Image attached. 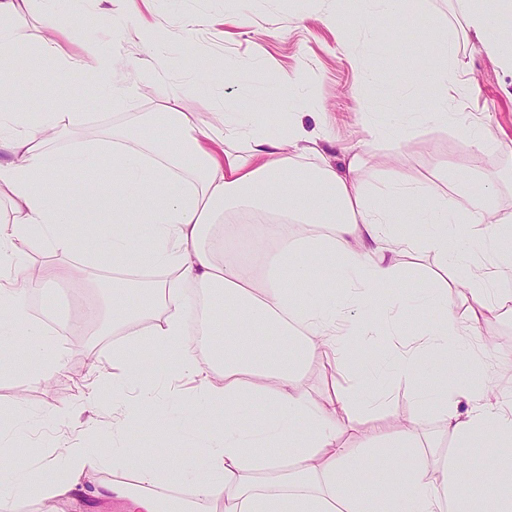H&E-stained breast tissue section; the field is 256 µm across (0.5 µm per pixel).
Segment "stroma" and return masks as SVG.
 <instances>
[{"mask_svg": "<svg viewBox=\"0 0 512 512\" xmlns=\"http://www.w3.org/2000/svg\"><path fill=\"white\" fill-rule=\"evenodd\" d=\"M52 7L77 42H94L100 54L117 57L110 92L101 91L89 72L68 70L52 60L35 77L21 69L13 72L12 79L22 87L25 106L32 114H80L76 126L58 131L52 146L59 150L104 139L111 126L126 125L134 112H217L227 97L244 107L260 104L265 112H279L274 90L285 71L302 74L316 101L314 109L301 116L306 128L324 126L334 141L355 140L363 135L361 115L382 126L392 122L395 113L424 108L435 98L437 86L430 70L436 65V26L453 19L449 0H427L412 19L389 15L377 21V51L360 41L347 53L335 29L352 25V16H339L335 27H328L307 17L308 0H152L145 15L164 31V45L157 52L152 44L134 38L114 42L100 0H82L78 6L71 0H53ZM188 15L198 20L189 30L182 26ZM151 52L157 53L167 72L163 83H148L140 77L141 61ZM413 53L425 57L428 68L423 73L409 68L407 58ZM460 60L464 76L456 97L467 119L481 121L497 139L512 145V100L505 95L512 90V73L466 42L460 47ZM228 61L237 67V80L232 84L224 80ZM366 150L365 177L369 180L391 168L426 174L435 164L444 163L449 175L457 178L502 182L499 154L474 149L452 124H421L398 150L386 139L369 143ZM29 292L31 302L56 317L55 341L65 352V366L46 381L40 379L34 362L27 363L25 375L0 379V425L25 411L31 432L20 442L45 455L65 434L89 445L100 444L106 452L117 445L137 455L140 446L134 441L133 429H125L120 439L112 437L111 402H103L92 412L82 408L91 391L92 370L112 371V353L126 342L125 337L93 329L80 335L69 330L67 322L80 303L94 296L91 283L79 288L68 283L54 288L35 285ZM472 338L475 347L459 357L453 380L471 379V365L482 363L483 382L500 389L503 400L512 401V387L499 376L501 361L512 358V313L488 310ZM173 378L166 370L154 372L158 415L151 442L155 445L165 439L176 418L201 407L195 397L169 391ZM48 405L70 407L71 422L61 425L45 420L43 411ZM411 421L435 437L443 429L431 410L415 411L413 388L403 384L394 388L385 410L365 417L360 431L365 434L377 427L390 432Z\"/></svg>", "mask_w": 512, "mask_h": 512, "instance_id": "1", "label": "stroma"}]
</instances>
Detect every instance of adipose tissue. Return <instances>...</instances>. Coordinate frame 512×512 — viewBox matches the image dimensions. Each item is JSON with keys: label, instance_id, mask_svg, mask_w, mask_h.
Listing matches in <instances>:
<instances>
[{"label": "adipose tissue", "instance_id": "obj_1", "mask_svg": "<svg viewBox=\"0 0 512 512\" xmlns=\"http://www.w3.org/2000/svg\"><path fill=\"white\" fill-rule=\"evenodd\" d=\"M28 3L0 0V99L13 101L15 114L0 118V196L9 207L0 222V345L24 335L25 353L39 359L42 377L62 368L48 329L28 318L30 266L20 246L67 254L73 227L82 223L83 269L108 263L113 270L105 308L91 311L88 322L116 333L142 325L114 353L125 374L151 376L141 357L146 348L173 357L176 371L186 374L198 371L203 337H221L224 351L218 374L198 386L203 413L219 430L196 460L148 448L133 464L125 449L107 455L66 438L40 464L26 466L14 433L0 429V512L28 500L73 504L84 491L120 500L125 512H198L203 505L213 512H512V403L423 362L430 352L469 350L488 304L512 310V212H502L498 187L428 179L410 169L366 183L364 140L338 146L341 159L333 161L328 135L300 121L310 98L288 74L280 82L288 110L275 136L248 108L215 120L197 112H139L105 147L52 150L49 134L70 113L23 122L21 92L3 74L19 39L12 19ZM335 6L340 14L355 11L354 25L338 31L347 49L356 37L371 38L379 15L410 18L423 0H335ZM455 10L457 24L438 27L437 98L385 127L364 121V133L398 147L419 123L452 122L474 148L498 151L512 170V147L491 140L483 123L459 119L450 94L461 37L512 72V0H455ZM43 22L48 35L24 63L32 73L46 59H72L54 12L45 11ZM105 158L120 171L110 182L93 177ZM71 174L88 177L81 195L61 191ZM402 208L411 223L428 226L425 238L398 231L394 215ZM420 254L437 257L444 278L388 295L403 257ZM452 286L468 292V317L452 314ZM190 288L224 297V319H209L199 338L185 329ZM408 302L443 315L425 323L413 342L391 347L393 378L414 384L416 407L435 408L451 446L441 450L406 425L369 433L350 448L346 433L364 412L384 409L389 391L365 401L350 385L317 399L303 383L306 362L317 354L349 376L347 343L397 335ZM269 333L275 343L263 342ZM258 400L264 416L243 428L241 410ZM477 446L486 453L474 478L461 464ZM107 466L111 482L86 490L91 474ZM367 470L373 476L366 481ZM185 483L190 496H176Z\"/></svg>", "mask_w": 512, "mask_h": 512}]
</instances>
